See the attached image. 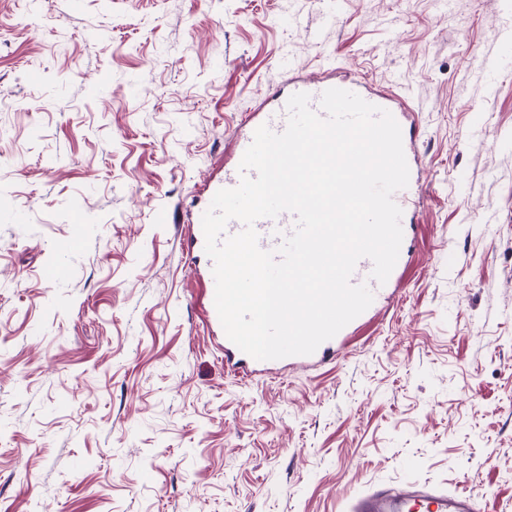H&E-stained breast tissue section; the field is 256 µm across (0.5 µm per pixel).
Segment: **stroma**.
I'll use <instances>...</instances> for the list:
<instances>
[{"label": "stroma", "mask_w": 512, "mask_h": 512, "mask_svg": "<svg viewBox=\"0 0 512 512\" xmlns=\"http://www.w3.org/2000/svg\"><path fill=\"white\" fill-rule=\"evenodd\" d=\"M510 11L0 0V512H350L407 483L512 512V76L464 83ZM287 52L416 107L423 200L337 360L245 378L185 211Z\"/></svg>", "instance_id": "1"}]
</instances>
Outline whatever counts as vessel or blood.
<instances>
[{
  "instance_id": "1",
  "label": "vessel or blood",
  "mask_w": 512,
  "mask_h": 512,
  "mask_svg": "<svg viewBox=\"0 0 512 512\" xmlns=\"http://www.w3.org/2000/svg\"><path fill=\"white\" fill-rule=\"evenodd\" d=\"M505 71H512V14H507L501 21L500 39L497 48L488 54L482 55L478 67L469 72V79L477 85L488 86ZM289 94L306 93L310 96L312 109H319L320 99L324 91L335 87L336 82L329 76L311 78L304 73H295L291 79ZM344 90L359 95L362 99L389 111L399 125H406L408 109L400 100L398 93H384L359 83H344ZM289 94L279 95L273 108L261 107L253 109L252 113L244 118L245 128L237 136L234 152L238 158L243 157L250 146L256 129L268 126L271 131L283 132L287 124L286 103ZM231 163L224 169L221 178L204 180L199 188L207 200L213 199L216 192L223 188H233L240 183L239 165ZM205 204L196 206L188 215L191 226L190 241L197 252L205 250V236L202 227V216L206 212ZM296 226V217L293 213L285 212L277 218H262L255 222L254 227L258 233V244L261 249L273 251L278 248L283 235L291 233ZM373 263L370 259H360L356 265L351 281L353 284H368L374 297L391 294L395 288L398 276L390 274L385 283H377L371 278ZM348 329H341L333 339L323 342L313 354L289 357L292 365H305L323 362L336 356L337 344L343 343L348 336ZM224 364L226 367L241 373L251 375L255 360L241 351L234 343L224 344ZM351 512H477V497L473 492L461 491L448 493L436 488L419 484L404 486H382L368 490L354 498Z\"/></svg>"
}]
</instances>
